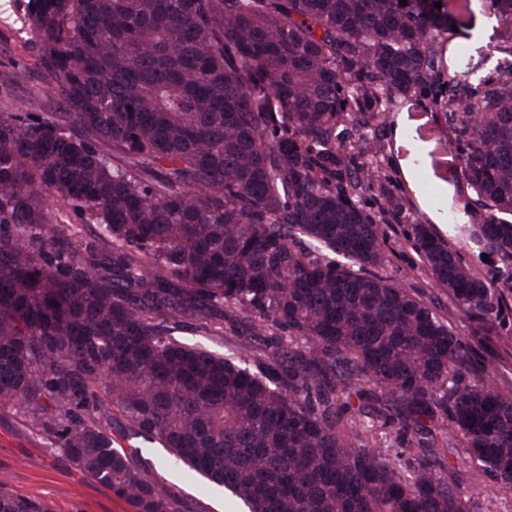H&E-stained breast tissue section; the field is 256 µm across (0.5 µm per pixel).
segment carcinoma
<instances>
[{
  "instance_id": "carcinoma-1",
  "label": "carcinoma",
  "mask_w": 512,
  "mask_h": 512,
  "mask_svg": "<svg viewBox=\"0 0 512 512\" xmlns=\"http://www.w3.org/2000/svg\"><path fill=\"white\" fill-rule=\"evenodd\" d=\"M45 112L0 108V409L132 512H179L114 414L247 512H480L512 492V0L493 68L435 45L478 0H33ZM442 4L436 9L435 4ZM419 95L479 224L385 275L362 132ZM350 126L344 140L338 127ZM239 361L176 338L224 335ZM0 512H52L0 488ZM446 460L450 469L454 472L455 477L462 484V487L473 492L475 496H477L479 488L470 480L471 469L469 461L460 454H448Z\"/></svg>"
}]
</instances>
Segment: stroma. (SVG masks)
Returning <instances> with one entry per match:
<instances>
[{
    "label": "stroma",
    "instance_id": "35a3bbf8",
    "mask_svg": "<svg viewBox=\"0 0 512 512\" xmlns=\"http://www.w3.org/2000/svg\"><path fill=\"white\" fill-rule=\"evenodd\" d=\"M29 8L28 0H0V89H8L10 100L39 112L43 82L34 35L24 22ZM472 32L467 26L448 34L447 42L455 48L451 72L483 74L491 68L485 43L473 41ZM19 72L25 75L20 82L14 79ZM378 122L381 173L364 201L378 211L393 250L386 274L433 296L437 290L406 243L404 229L425 224L441 238H451L455 225L479 223L482 212L470 204L459 167L460 147L442 113L412 96L397 100ZM114 436L118 447L133 451L138 464L169 490L182 512H239L222 486L175 461L156 440L129 430ZM0 488L42 500L53 512H131L110 489L66 465L24 417L7 410L0 411Z\"/></svg>",
    "mask_w": 512,
    "mask_h": 512
}]
</instances>
